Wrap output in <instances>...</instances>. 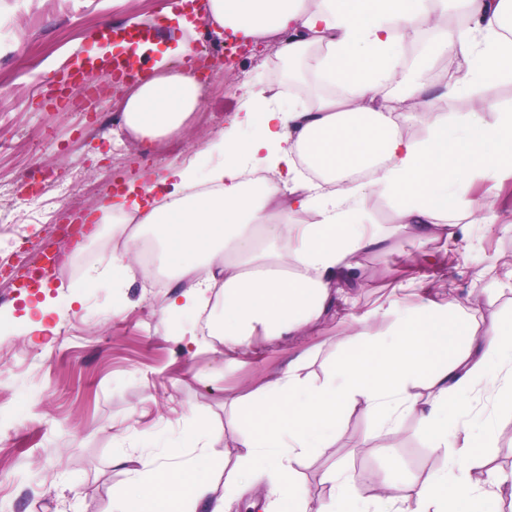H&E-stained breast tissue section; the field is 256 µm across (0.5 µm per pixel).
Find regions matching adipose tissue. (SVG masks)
Returning <instances> with one entry per match:
<instances>
[{
    "instance_id": "adipose-tissue-1",
    "label": "adipose tissue",
    "mask_w": 512,
    "mask_h": 512,
    "mask_svg": "<svg viewBox=\"0 0 512 512\" xmlns=\"http://www.w3.org/2000/svg\"><path fill=\"white\" fill-rule=\"evenodd\" d=\"M306 2L209 0L208 23L215 33L249 40L277 36L279 55L291 62L319 45L312 68L333 94L283 109L264 90H250L239 125L208 148L221 158L209 174L214 192L193 193L189 164L156 173L155 185L172 188L167 205L148 201L151 186L133 178L115 203L127 221L154 229L159 269L189 281L164 319L204 311L217 292L224 314L212 329L233 348H252L259 336L297 341L331 307L351 305L360 256L388 239L379 225L361 221L371 197L386 201L401 227L452 246L457 216L494 220L478 211L472 185L512 172V113L492 121L483 115L484 89L512 81V0ZM451 5L471 25L443 34L441 46L462 56L468 72L445 94L467 96L473 110L430 116L420 135L406 134L403 108L422 111L429 101L422 82L407 81L397 46ZM393 82L402 92L389 102L381 90ZM205 103L191 70L160 60L127 96L123 127L132 141L149 145L180 133ZM244 126L251 136H241ZM250 169L266 172L260 189L247 184ZM354 340L353 352L338 357L321 382L305 373L312 349L296 346L285 369L231 402L245 437L223 495L210 479L142 456L131 489L115 497L116 512H225L261 469L278 476L273 493L287 497L288 512H305L306 490L291 464L333 447L351 408L383 415L372 442L397 435L408 413L441 450L454 446L449 409L458 413L459 430L473 433L469 396L477 385L512 406V332H504L500 313H482L473 294L404 308L389 334L361 330ZM457 449L445 472L416 487L381 483L371 502L360 499L356 475H335L337 512H498L506 480L474 448Z\"/></svg>"
}]
</instances>
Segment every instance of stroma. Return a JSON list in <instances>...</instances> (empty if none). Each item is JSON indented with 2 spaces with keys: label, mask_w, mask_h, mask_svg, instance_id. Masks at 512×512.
I'll return each instance as SVG.
<instances>
[{
  "label": "stroma",
  "mask_w": 512,
  "mask_h": 512,
  "mask_svg": "<svg viewBox=\"0 0 512 512\" xmlns=\"http://www.w3.org/2000/svg\"><path fill=\"white\" fill-rule=\"evenodd\" d=\"M172 2L0 0V207L9 209L29 249L48 240L49 225L94 223L70 248L71 268L52 273L42 293L23 287L16 248L10 237L0 238V512H112V494L128 482L131 460L150 455L164 461L177 448L181 462L194 467L191 437L205 427L218 433L208 475L223 488L224 460L243 438L228 403L288 361L281 344L264 341L257 352L223 358V338L206 327L221 309L217 298L206 313L188 312L176 325H164L163 308L180 294L177 281H151L136 253L128 255L127 278L113 280L104 269L123 226L94 218L120 183L192 160L199 163V182H207L206 151L235 120L247 89L267 90L283 108L296 97L309 100L320 92L312 70L289 78L277 40L249 45L246 54L228 62L215 39L199 58L208 77L206 106L178 136L148 146L132 142L113 122L128 90L105 66L94 74L96 93L85 111L55 108L56 82L76 57L93 50L110 56L97 38L103 24L142 18L161 30L142 68L163 58L177 61L179 43L196 37L187 31L169 35L171 22L162 10ZM413 43L407 68L421 57L432 62L425 76L430 112H470L469 99L444 94L465 79L462 61L437 52L428 29H420ZM430 112L407 122L406 133H419ZM471 196L490 206L497 221L467 225L456 262L441 273L427 260L441 252L442 241L397 229L389 205L370 199L366 220L388 232L387 248L361 257L363 286L354 294L352 312L338 310L300 338V346L316 349L308 367L313 381L350 350V315L367 316L380 304L396 311L426 300L418 284L407 285L411 275L419 281L443 277L457 295L489 290L494 310L512 321V280L501 269L512 260V176L486 178ZM39 301L62 310L57 333L16 335L18 319ZM377 425L376 415L354 409L335 447L295 463V475L309 491L308 512H323L330 504V473L336 469L418 484L447 467L445 453L430 448L409 414L391 447H360ZM474 441L490 466L512 473V419L480 428Z\"/></svg>",
  "instance_id": "1"
}]
</instances>
